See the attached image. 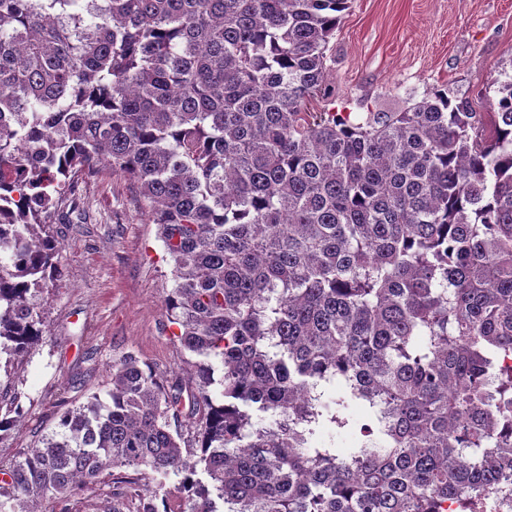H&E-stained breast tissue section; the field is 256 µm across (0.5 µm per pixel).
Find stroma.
<instances>
[{
  "instance_id": "obj_1",
  "label": "stroma",
  "mask_w": 512,
  "mask_h": 512,
  "mask_svg": "<svg viewBox=\"0 0 512 512\" xmlns=\"http://www.w3.org/2000/svg\"><path fill=\"white\" fill-rule=\"evenodd\" d=\"M330 53L331 93L311 97L309 111L355 112L364 99L399 112L447 87L487 112L512 68V0H351ZM64 207L63 276L43 305L47 338L0 376V391L25 409L0 437V469L65 409L105 393L114 359L131 353L170 377L185 376L192 359L165 311L171 264L136 185L102 169L80 179Z\"/></svg>"
}]
</instances>
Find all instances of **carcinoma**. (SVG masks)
<instances>
[{"mask_svg":"<svg viewBox=\"0 0 512 512\" xmlns=\"http://www.w3.org/2000/svg\"><path fill=\"white\" fill-rule=\"evenodd\" d=\"M348 8L0 0V352L44 340L60 204L104 166L158 226L165 309L194 356L188 382L113 360L105 395L0 470V512L106 474L112 496L158 512L123 468L178 477L177 512L512 500V74L484 115L447 89L402 112H307ZM355 404L375 423L357 447L314 442L357 422ZM23 414L11 402L0 436Z\"/></svg>","mask_w":512,"mask_h":512,"instance_id":"carcinoma-1","label":"carcinoma"}]
</instances>
